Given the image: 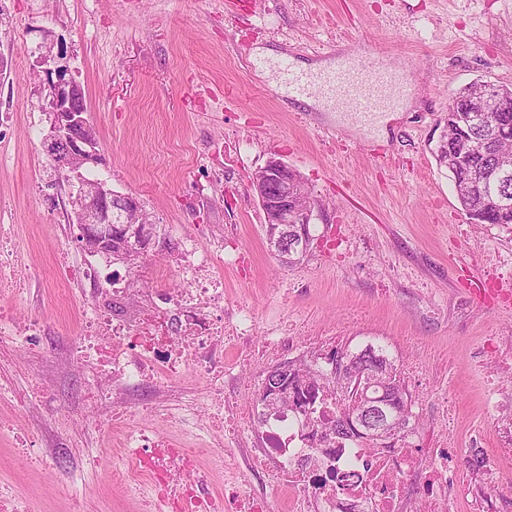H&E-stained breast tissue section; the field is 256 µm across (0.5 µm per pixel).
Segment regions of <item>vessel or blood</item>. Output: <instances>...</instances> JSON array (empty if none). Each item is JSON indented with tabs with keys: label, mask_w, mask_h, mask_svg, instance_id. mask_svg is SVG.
<instances>
[{
	"label": "vessel or blood",
	"mask_w": 512,
	"mask_h": 512,
	"mask_svg": "<svg viewBox=\"0 0 512 512\" xmlns=\"http://www.w3.org/2000/svg\"><path fill=\"white\" fill-rule=\"evenodd\" d=\"M277 67L286 89L300 96L318 89L330 110L356 113L368 120L410 93L407 83L385 71L377 58L366 59L356 53L338 55L334 67L319 74L297 70L285 58Z\"/></svg>",
	"instance_id": "b4317fda"
}]
</instances>
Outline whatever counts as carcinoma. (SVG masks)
Here are the masks:
<instances>
[{
    "mask_svg": "<svg viewBox=\"0 0 512 512\" xmlns=\"http://www.w3.org/2000/svg\"><path fill=\"white\" fill-rule=\"evenodd\" d=\"M473 84L463 87L448 103L446 133L438 147L437 157L461 156L457 167L449 169L454 179L456 196L463 211L469 218L480 224L494 226H512V131L501 135L502 127L491 125L499 115L507 118L512 128V87L508 85L488 84V94L484 115L489 121L471 118L464 111L468 106V97ZM292 229L299 238V250L291 252L282 262L294 265L302 261L311 250L315 235L311 224L264 225L265 236L269 239L280 238L285 229ZM361 349H350L346 345L331 349L332 353H343L351 358V368L359 373L374 367L379 358L388 359L386 347L369 343ZM325 361L320 351L302 356L293 363V373L289 377L288 388L278 393L262 395V402L268 409H278L296 405L299 413L309 419L318 394L333 397L336 400V416L328 425L329 434L344 441L358 442L369 448H392L395 443L354 431L349 424V416L359 409L360 401L342 389L340 380L324 370ZM385 388V413L387 416L400 417L404 426L399 438H404L412 427V397L401 380L398 370H392Z\"/></svg>",
    "mask_w": 512,
    "mask_h": 512,
    "instance_id": "1",
    "label": "carcinoma"
}]
</instances>
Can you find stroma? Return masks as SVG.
<instances>
[{
	"label": "stroma",
	"instance_id": "obj_1",
	"mask_svg": "<svg viewBox=\"0 0 512 512\" xmlns=\"http://www.w3.org/2000/svg\"><path fill=\"white\" fill-rule=\"evenodd\" d=\"M359 49L408 69L414 93L384 127L341 117L279 86L277 62L332 60ZM77 82L102 163L88 171L136 196L155 235L127 302L137 318L156 274L183 289L166 259L192 234L224 279V307H249L256 337L286 320L287 354L248 362L249 344L225 342L224 366L260 389L268 368L348 342L386 346L415 400L422 447L456 412L455 479L496 469L491 386L477 363L489 343L512 364V228L474 223L436 161L448 102L469 82L512 85V0H5L0 5V225L15 254L18 289L0 293L10 323L41 325L39 348L0 338V493L21 512H143L148 481L125 488L117 453L126 424L89 406L92 369L70 351L87 303L107 308L127 267L88 254L66 183L43 151L49 86ZM295 169L319 202L304 260L281 264L251 181L270 156ZM236 247L240 265L224 262ZM98 270L95 284L61 279V267ZM417 363L423 376L407 366ZM50 454L49 470L21 471L18 454Z\"/></svg>",
	"mask_w": 512,
	"mask_h": 512
}]
</instances>
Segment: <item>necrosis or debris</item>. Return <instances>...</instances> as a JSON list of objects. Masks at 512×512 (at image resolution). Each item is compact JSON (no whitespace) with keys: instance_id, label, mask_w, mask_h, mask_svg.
Wrapping results in <instances>:
<instances>
[{"instance_id":"obj_1","label":"necrosis or debris","mask_w":512,"mask_h":512,"mask_svg":"<svg viewBox=\"0 0 512 512\" xmlns=\"http://www.w3.org/2000/svg\"><path fill=\"white\" fill-rule=\"evenodd\" d=\"M176 260L175 272L188 282V290L172 295L166 288L155 289L153 304L132 322L91 308L74 344L77 357L98 378L92 404L111 410L115 417L135 412L186 423L188 411L182 401L163 404L152 399L135 405L129 390L143 383L175 382L197 372L214 396H222L225 335L249 337L255 332L256 316L249 308H239L232 320H225L224 280L212 273L210 255L194 239H181ZM251 417L248 427L260 438L253 456L243 458L220 448L211 452L232 485L224 497H213L196 483L171 489V482L197 470V457L193 449L142 423L128 430L121 448L134 468L117 473L115 480L126 485L149 479L159 512H267L263 499L239 480L242 469L259 459L281 474L292 512H407L406 490L415 478L422 487L420 512H448V474L454 464L448 431H441L427 450L417 448L410 435L391 453L333 439L321 450L306 438L304 419L294 409L267 414L256 401ZM354 462L362 468L361 483L337 487L330 469L344 470Z\"/></svg>"}]
</instances>
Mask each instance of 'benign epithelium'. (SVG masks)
<instances>
[{
	"label": "benign epithelium",
	"mask_w": 512,
	"mask_h": 512,
	"mask_svg": "<svg viewBox=\"0 0 512 512\" xmlns=\"http://www.w3.org/2000/svg\"><path fill=\"white\" fill-rule=\"evenodd\" d=\"M48 111L52 120L44 150L53 165L66 171L69 196L77 202L74 218L84 228V246L91 253L103 254L105 242L115 232L138 240L137 255H145L154 232L152 222L142 216L138 198L115 192L79 172L81 167L101 164L102 158L89 115L84 107L76 105L74 82L60 79L49 85ZM252 189L259 203L268 209L267 223L310 224L314 220L315 208L295 205L297 199L312 196L311 187L281 159L270 157L254 172ZM348 385L372 392L376 377L369 372L351 375ZM377 407V402L370 401L357 414L358 422L376 436L397 434Z\"/></svg>",
	"instance_id": "1"
}]
</instances>
